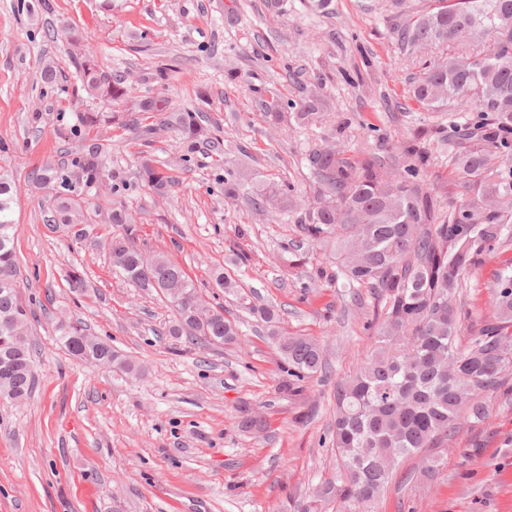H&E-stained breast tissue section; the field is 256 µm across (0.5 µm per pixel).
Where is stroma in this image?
<instances>
[{"label": "stroma", "mask_w": 512, "mask_h": 512, "mask_svg": "<svg viewBox=\"0 0 512 512\" xmlns=\"http://www.w3.org/2000/svg\"><path fill=\"white\" fill-rule=\"evenodd\" d=\"M433 0H0V172L15 184L18 292L36 313V389L0 400V512H303L337 468L331 430L338 379L355 372L374 340L382 298L336 274L334 242L302 229L315 199L309 156L400 170L416 143L428 151L425 189L440 211L464 192L450 157L449 115L420 107L408 89L433 47L405 50L394 34ZM93 56L122 80L109 122L79 126L90 98L73 60ZM53 69L54 82L42 72ZM318 92L307 125L288 103ZM275 103L283 120L269 116ZM194 112L210 134L185 155L174 124ZM97 150L101 176L36 186L38 170L70 166ZM167 167L176 188L159 195L144 158ZM242 175L224 195L226 172ZM289 187L261 211L255 185ZM88 225L80 241L49 225L60 194ZM132 219L135 243L163 254L241 319L233 346L167 336L168 301L113 268L111 215ZM502 251L484 254L456 301L461 337L494 314ZM78 272L87 288L67 282ZM238 290L217 288L215 273ZM275 306L288 335L317 340L326 369L301 396L279 390L284 363L248 305ZM79 320L142 376L71 356L57 337ZM488 415L434 449L442 464L419 481L424 454L401 461L373 512H512V378L488 394ZM250 406L266 422L239 426Z\"/></svg>", "instance_id": "1"}]
</instances>
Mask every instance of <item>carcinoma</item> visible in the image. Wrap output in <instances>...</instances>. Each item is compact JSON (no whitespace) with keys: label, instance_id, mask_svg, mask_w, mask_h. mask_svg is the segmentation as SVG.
Segmentation results:
<instances>
[{"label":"carcinoma","instance_id":"1","mask_svg":"<svg viewBox=\"0 0 512 512\" xmlns=\"http://www.w3.org/2000/svg\"><path fill=\"white\" fill-rule=\"evenodd\" d=\"M411 51L431 46L440 55L423 64L409 90L419 106L442 110L453 101L462 120L450 126L465 146L451 156L467 193L448 214L437 209L417 182L420 170L409 164L386 173L361 165L336 151L316 150L311 167L319 194L304 230L320 241L336 236L338 271L354 288H376L383 307L375 343L364 363L336 382V416L332 440L340 464L336 475L315 492L304 512L334 500L342 512H358L377 502L396 463L424 448H439L469 423L483 422L486 397L512 374V258L496 283L495 315L467 345L459 344L461 312L454 303L465 272L477 267L486 251L512 241V0H434L427 10L410 15L396 30ZM487 45L479 60L467 65L458 47L477 38ZM93 99L110 102L121 94L119 80L97 60L74 61ZM319 99L294 105L301 120L317 114ZM187 152L196 149L200 124L196 114L179 118ZM500 162L492 164L489 156ZM86 185L98 174L96 154L75 161ZM147 186L163 191L173 176L145 161ZM11 183L0 175V397L13 401L31 396L35 386L28 329L32 310L16 290L19 275L10 218ZM73 197H60L52 222L68 229L83 224ZM112 223L124 232L112 238V265L144 289L170 299L176 313L168 329L189 343L210 337L221 346L237 344L239 327L224 306L206 299L184 270L158 254L144 255L120 212ZM268 330L285 363L288 378L279 390L303 392L300 382L325 370L322 347L303 336L283 334L273 306L252 307ZM59 340L72 355L126 371L130 369L111 345L87 332L81 323L61 325Z\"/></svg>","mask_w":512,"mask_h":512}]
</instances>
